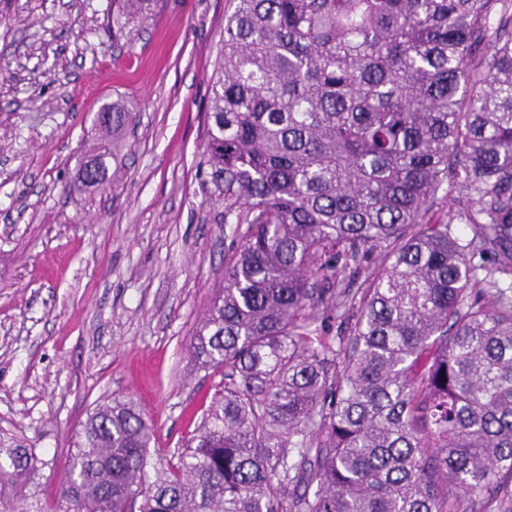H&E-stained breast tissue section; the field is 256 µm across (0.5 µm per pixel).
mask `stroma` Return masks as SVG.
I'll return each instance as SVG.
<instances>
[{
    "label": "stroma",
    "mask_w": 512,
    "mask_h": 512,
    "mask_svg": "<svg viewBox=\"0 0 512 512\" xmlns=\"http://www.w3.org/2000/svg\"><path fill=\"white\" fill-rule=\"evenodd\" d=\"M110 4L0 0V432L48 502L96 403L133 400L175 448L220 381L189 342L233 247L198 171L224 0H165L130 44ZM106 104L131 110L108 138ZM98 155L108 192L78 183Z\"/></svg>",
    "instance_id": "stroma-1"
}]
</instances>
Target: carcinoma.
Wrapping results in <instances>:
<instances>
[{
    "instance_id": "carcinoma-1",
    "label": "carcinoma",
    "mask_w": 512,
    "mask_h": 512,
    "mask_svg": "<svg viewBox=\"0 0 512 512\" xmlns=\"http://www.w3.org/2000/svg\"><path fill=\"white\" fill-rule=\"evenodd\" d=\"M209 88L212 405L157 464L97 404L46 509L1 433L0 512H512V0H224Z\"/></svg>"
}]
</instances>
